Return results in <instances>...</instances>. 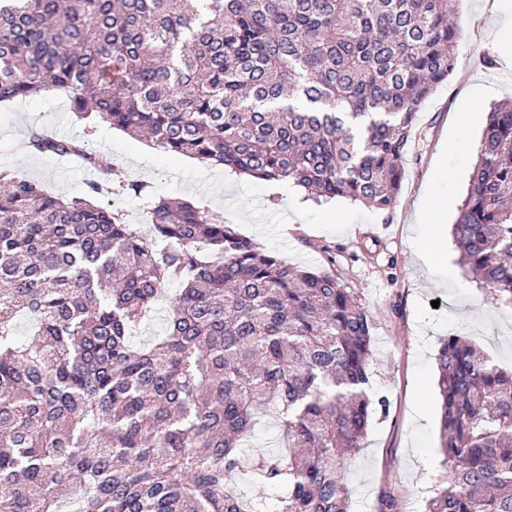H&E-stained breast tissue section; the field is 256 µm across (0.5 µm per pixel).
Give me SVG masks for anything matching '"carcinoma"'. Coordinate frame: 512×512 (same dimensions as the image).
I'll return each mask as SVG.
<instances>
[{
    "label": "carcinoma",
    "instance_id": "1",
    "mask_svg": "<svg viewBox=\"0 0 512 512\" xmlns=\"http://www.w3.org/2000/svg\"><path fill=\"white\" fill-rule=\"evenodd\" d=\"M456 2L0 0V101L62 91L168 153L387 214L455 67ZM28 146L112 168L43 130ZM110 193L0 171V512H265L226 487L247 470L274 512H349L346 468L386 407L354 293L188 202H155L148 237L94 202ZM453 235L512 305V101L488 112ZM164 301L165 335L133 347ZM437 370L448 479L426 512H512V371L460 336ZM263 418L275 446L247 465Z\"/></svg>",
    "mask_w": 512,
    "mask_h": 512
}]
</instances>
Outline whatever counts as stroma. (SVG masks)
I'll use <instances>...</instances> for the list:
<instances>
[{
  "label": "stroma",
  "instance_id": "obj_1",
  "mask_svg": "<svg viewBox=\"0 0 512 512\" xmlns=\"http://www.w3.org/2000/svg\"><path fill=\"white\" fill-rule=\"evenodd\" d=\"M464 31L455 70L424 104L405 154L404 178L390 216L336 199L318 204L285 184L238 177L224 168L164 153L105 123L76 115L64 93L0 102V169L64 197L85 194L96 171L72 155L38 154L29 133L53 128L60 138L88 143L112 162V185L146 182L150 198L122 192L103 198L128 223L148 231L150 202L178 199L225 223L264 250L308 270L331 268L373 324L375 411L364 448L346 473L350 512H373L379 494L397 498L399 512H423L443 479L439 451L441 400L436 354L441 338L459 335L493 364L512 369V306L492 304L482 281L464 272L452 238L491 103L512 98V0H458ZM493 56L485 66L484 55ZM439 240L442 255L425 264L420 252ZM335 266H327V257Z\"/></svg>",
  "mask_w": 512,
  "mask_h": 512
}]
</instances>
